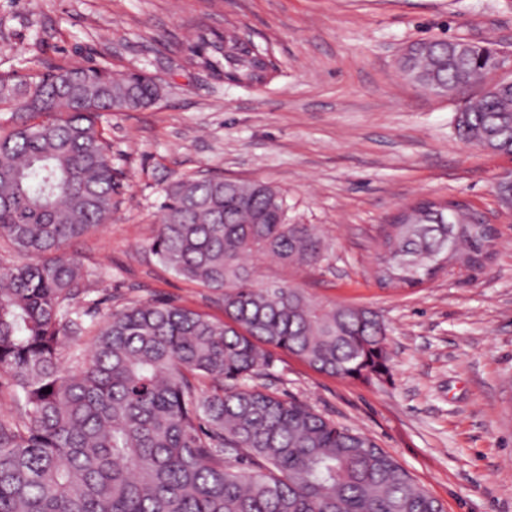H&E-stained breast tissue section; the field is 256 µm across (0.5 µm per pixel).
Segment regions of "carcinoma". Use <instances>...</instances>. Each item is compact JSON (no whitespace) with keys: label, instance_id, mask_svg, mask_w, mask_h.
Returning a JSON list of instances; mask_svg holds the SVG:
<instances>
[{"label":"carcinoma","instance_id":"obj_1","mask_svg":"<svg viewBox=\"0 0 512 512\" xmlns=\"http://www.w3.org/2000/svg\"><path fill=\"white\" fill-rule=\"evenodd\" d=\"M191 52L238 83L265 81L263 53L233 32H200ZM494 54L428 39L401 66L446 93L486 83ZM160 97L153 75L100 65L0 74V105L18 114L0 126V239L29 257L0 266V371L24 406L0 416V512H444L370 436L249 384L271 374L272 348L329 376L392 379L377 311L261 279L269 258L314 267L330 249L288 218L268 182L195 175L164 189L151 247L178 276L222 293L224 320L140 301L104 318L90 354L62 356V337L87 329L74 306L85 272L66 246L112 219L118 188L105 119ZM456 126L512 155V91H484ZM496 239L467 207L417 201L379 235V280L421 285L455 271L450 257L475 269Z\"/></svg>","mask_w":512,"mask_h":512}]
</instances>
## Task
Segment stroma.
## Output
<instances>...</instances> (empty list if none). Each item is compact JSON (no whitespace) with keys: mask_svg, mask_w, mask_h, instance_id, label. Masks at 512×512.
<instances>
[{"mask_svg":"<svg viewBox=\"0 0 512 512\" xmlns=\"http://www.w3.org/2000/svg\"><path fill=\"white\" fill-rule=\"evenodd\" d=\"M228 28L266 54L270 79L236 85L193 62L198 30ZM429 38L492 42L512 55V0H0V73L96 63L162 83L155 105L107 119L119 188L111 223L70 247L90 272L80 310L98 320L163 299L223 318L221 294L151 250L164 189L200 174L270 182L293 221L324 230L330 251L300 270L266 261V279L376 309L393 381L330 377L277 349L258 386L373 437L445 512H512V211L495 191L512 159L456 132L478 88L436 96L400 71L406 48ZM423 197L490 216L493 256L413 288L379 282L382 226Z\"/></svg>","mask_w":512,"mask_h":512,"instance_id":"35a3bbf8","label":"stroma"}]
</instances>
